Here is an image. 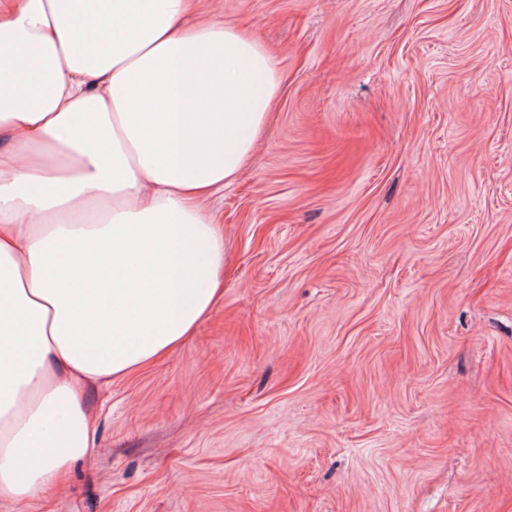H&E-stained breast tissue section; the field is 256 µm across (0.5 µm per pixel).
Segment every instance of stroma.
Here are the masks:
<instances>
[{"label":"stroma","instance_id":"1","mask_svg":"<svg viewBox=\"0 0 512 512\" xmlns=\"http://www.w3.org/2000/svg\"><path fill=\"white\" fill-rule=\"evenodd\" d=\"M280 76L224 295L0 512H512V0H197Z\"/></svg>","mask_w":512,"mask_h":512}]
</instances>
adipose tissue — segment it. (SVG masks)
<instances>
[{"label":"adipose tissue","instance_id":"obj_1","mask_svg":"<svg viewBox=\"0 0 512 512\" xmlns=\"http://www.w3.org/2000/svg\"><path fill=\"white\" fill-rule=\"evenodd\" d=\"M194 0L0 8V501L95 444L84 390L184 343L221 295L207 200L249 161L273 56Z\"/></svg>","mask_w":512,"mask_h":512}]
</instances>
